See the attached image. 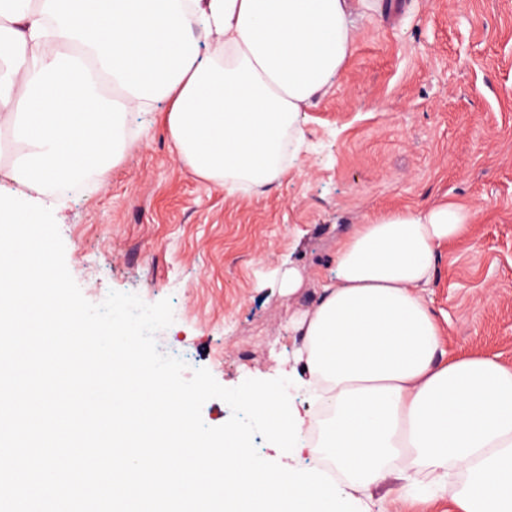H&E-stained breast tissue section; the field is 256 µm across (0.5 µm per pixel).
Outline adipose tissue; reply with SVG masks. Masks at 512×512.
<instances>
[{
	"mask_svg": "<svg viewBox=\"0 0 512 512\" xmlns=\"http://www.w3.org/2000/svg\"><path fill=\"white\" fill-rule=\"evenodd\" d=\"M350 0H0V127L6 173L38 191L105 172L132 139L133 112L165 103L163 129L202 180L257 189L287 171L300 114L343 68ZM211 38L200 55L194 28ZM472 214L444 202L353 225L335 275L286 332L324 402L318 451L363 495L398 473L448 496L456 512H512V369L490 357L447 360L424 293L439 248ZM235 409L302 454L307 418L274 383Z\"/></svg>",
	"mask_w": 512,
	"mask_h": 512,
	"instance_id": "obj_1",
	"label": "adipose tissue"
}]
</instances>
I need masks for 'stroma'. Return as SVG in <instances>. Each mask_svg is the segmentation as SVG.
<instances>
[{"label":"stroma","mask_w":512,"mask_h":512,"mask_svg":"<svg viewBox=\"0 0 512 512\" xmlns=\"http://www.w3.org/2000/svg\"><path fill=\"white\" fill-rule=\"evenodd\" d=\"M338 77L303 112L287 173L229 191L180 164L157 112L148 138L73 185L59 226L91 303L109 291L170 299L160 351L222 386L291 370V318L333 273L337 237L389 211L448 201L476 218L441 248L425 299L448 357L512 368V0H366ZM298 270L303 285L284 294ZM389 477L374 512H453L426 479Z\"/></svg>","instance_id":"35a3bbf8"}]
</instances>
